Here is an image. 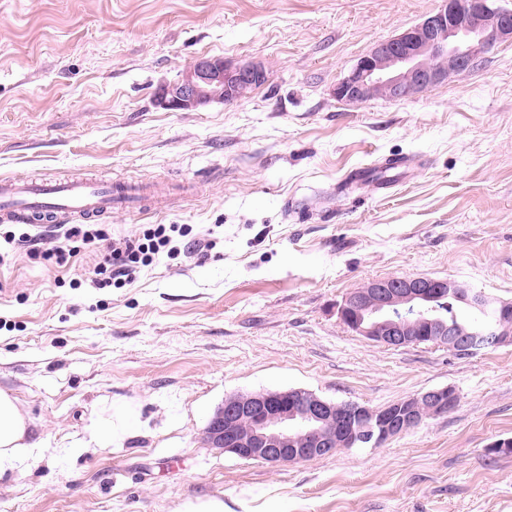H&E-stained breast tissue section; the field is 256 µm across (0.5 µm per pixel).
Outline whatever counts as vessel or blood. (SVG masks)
<instances>
[{
	"instance_id": "vessel-or-blood-1",
	"label": "vessel or blood",
	"mask_w": 512,
	"mask_h": 512,
	"mask_svg": "<svg viewBox=\"0 0 512 512\" xmlns=\"http://www.w3.org/2000/svg\"><path fill=\"white\" fill-rule=\"evenodd\" d=\"M130 194L126 182L91 178L55 181L0 180V219L18 224L38 223L52 216L60 223L67 217L92 219L125 207Z\"/></svg>"
}]
</instances>
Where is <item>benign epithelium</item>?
I'll list each match as a JSON object with an SVG mask.
<instances>
[{
	"label": "benign epithelium",
	"instance_id": "benign-epithelium-1",
	"mask_svg": "<svg viewBox=\"0 0 512 512\" xmlns=\"http://www.w3.org/2000/svg\"><path fill=\"white\" fill-rule=\"evenodd\" d=\"M497 0H441L416 26L379 42L361 57L334 90L337 99L363 102L374 97L405 99L434 88L475 65L497 43L512 42V10ZM263 67L247 61L200 57L179 78L160 87L156 105L167 111L197 110L230 102L263 85ZM468 300L456 285L426 277L372 280L338 305L340 319L376 343L400 347L430 338L440 346L465 347L512 342V332L479 329L467 336L453 324L427 320L421 329L416 310L445 298ZM458 396L443 387L402 398L383 408L336 402L306 389L234 394L209 419V445L244 460L272 465L301 463L359 445L367 428L384 444L428 418L453 410Z\"/></svg>",
	"mask_w": 512,
	"mask_h": 512
}]
</instances>
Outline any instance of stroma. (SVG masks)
<instances>
[{
	"mask_svg": "<svg viewBox=\"0 0 512 512\" xmlns=\"http://www.w3.org/2000/svg\"><path fill=\"white\" fill-rule=\"evenodd\" d=\"M440 0H0V179L153 180L157 213L108 235L188 224L208 257L158 256L93 287L99 250L0 260V389L35 442L0 477V512H512V344L459 356L388 347L337 306L392 276L512 301V43L402 100H338L380 41ZM254 61L264 85L190 112L161 85L198 57ZM403 157L387 184L353 169ZM453 387L448 414L377 448L270 465L210 448L225 398L303 388L372 408ZM132 425L92 437L108 409Z\"/></svg>",
	"mask_w": 512,
	"mask_h": 512,
	"instance_id": "stroma-1",
	"label": "stroma"
}]
</instances>
